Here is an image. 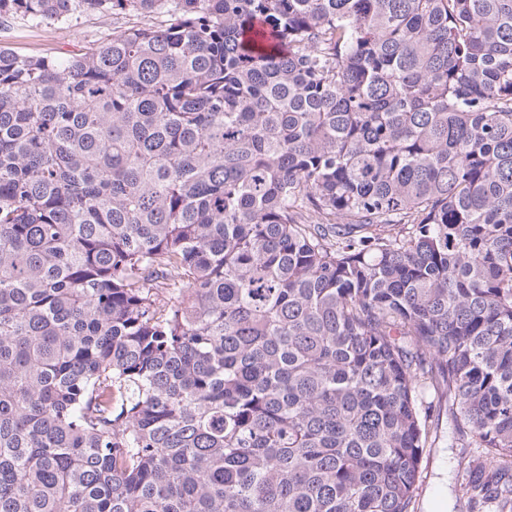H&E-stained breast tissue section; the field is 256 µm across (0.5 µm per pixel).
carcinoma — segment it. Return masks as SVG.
<instances>
[{
	"label": "carcinoma",
	"instance_id": "1",
	"mask_svg": "<svg viewBox=\"0 0 512 512\" xmlns=\"http://www.w3.org/2000/svg\"><path fill=\"white\" fill-rule=\"evenodd\" d=\"M119 10L0 46V512H410L448 396L512 512V0ZM115 17L124 21L112 13H84L66 23L35 24L19 18L0 20V45H8L29 56L64 57L66 53L112 33Z\"/></svg>",
	"mask_w": 512,
	"mask_h": 512
}]
</instances>
